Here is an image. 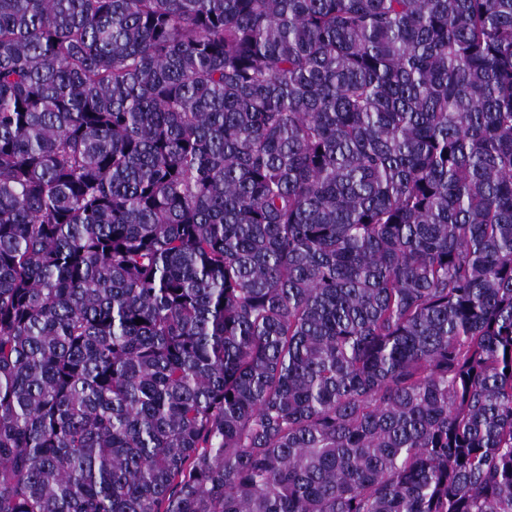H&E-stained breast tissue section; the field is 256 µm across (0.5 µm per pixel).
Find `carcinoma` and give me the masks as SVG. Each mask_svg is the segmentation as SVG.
<instances>
[{"mask_svg": "<svg viewBox=\"0 0 512 512\" xmlns=\"http://www.w3.org/2000/svg\"><path fill=\"white\" fill-rule=\"evenodd\" d=\"M0 512H512V0H0Z\"/></svg>", "mask_w": 512, "mask_h": 512, "instance_id": "cac0c4a2", "label": "carcinoma"}]
</instances>
